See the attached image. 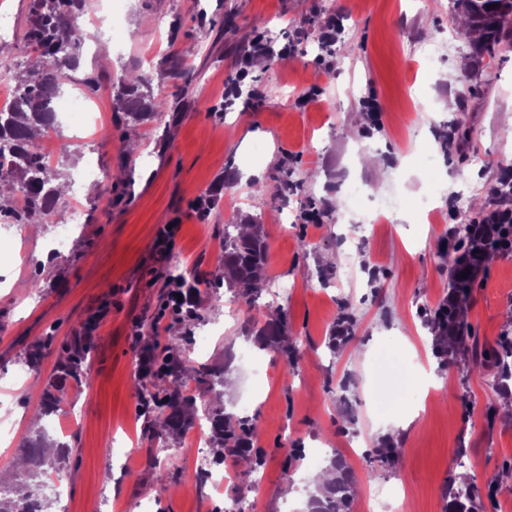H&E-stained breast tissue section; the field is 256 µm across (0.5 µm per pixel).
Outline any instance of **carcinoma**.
Segmentation results:
<instances>
[{
  "label": "carcinoma",
  "mask_w": 512,
  "mask_h": 512,
  "mask_svg": "<svg viewBox=\"0 0 512 512\" xmlns=\"http://www.w3.org/2000/svg\"><path fill=\"white\" fill-rule=\"evenodd\" d=\"M465 5L467 24L479 32L478 46L489 51L500 45L512 46V0H460ZM83 0H31L23 39L37 53L38 61L27 74L17 78L15 97L9 107L0 109V185L19 188L24 195V204L8 210V218L14 224H26L35 215H46L54 207L60 193L56 185L58 173L43 160L38 134L49 128L53 121L52 102L63 89V78L67 72L78 67L79 36L68 27L69 20L81 14ZM53 67L45 66V61ZM121 119L132 124L143 121L157 112L171 109L166 97H156L146 89L139 76L121 87L119 92ZM497 206L492 208L485 200L472 202V219L469 224L454 228L457 249L463 253L475 252L480 259L493 257L498 250L476 240L473 225L487 223L492 215H512V180L494 190ZM268 244L259 224H226L224 240L218 257L224 283L234 297L252 303L258 296L259 284L267 280ZM448 287L455 306L451 321L454 332L448 326L433 321L432 327L439 331L435 341L446 348L447 360H452L457 351L468 346L473 339L471 324L465 319L460 301L467 299L470 283L461 280L457 263L448 266ZM353 318L348 314L338 317L334 334L329 337L328 347L336 352L339 342L347 339ZM84 324L72 337L67 356L56 365V371L76 383L86 378L90 343ZM245 331L261 345H270L284 357L289 368H295L298 348L295 341L282 345L288 327L284 317L260 322L252 317ZM179 347L178 337L164 348L167 370L160 373L146 370L138 374V396L145 408L159 397L161 407L168 409L165 427L185 435L195 421L196 400L182 393L181 384L174 379L176 365L171 350ZM479 360L495 371L497 383L512 379V339L503 340L498 347L473 353ZM194 377L208 386V390L224 393V373L201 369ZM209 440L216 441L223 449V456L236 458L249 456L253 466L241 473L239 481L250 482L251 474L257 472L264 449L255 440V426L247 418H239L225 410H210ZM332 468L339 472L336 481L310 496L309 512H350L354 493V480L350 469L337 458L331 459ZM448 498L446 512H484L481 489L467 480H451L446 488Z\"/></svg>",
  "instance_id": "obj_1"
}]
</instances>
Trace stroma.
Instances as JSON below:
<instances>
[{
    "label": "stroma",
    "mask_w": 512,
    "mask_h": 512,
    "mask_svg": "<svg viewBox=\"0 0 512 512\" xmlns=\"http://www.w3.org/2000/svg\"><path fill=\"white\" fill-rule=\"evenodd\" d=\"M30 0H0L12 17L0 31V98L9 99L16 75L34 52L23 40ZM335 16L340 34L332 64L319 59L320 18ZM81 19L97 40L118 42L121 54H82L63 86L83 91L92 73L99 91L88 94L102 128L93 142L63 125L58 158L71 192L43 216L41 237L8 224L0 215V387L16 386V370L32 349L41 353L28 385L16 386L0 406V424L16 429L0 454L22 459L24 439L46 428L42 390L56 383L61 409L74 410L66 442L69 452L53 473L66 492V512H107L120 498L127 512H140L145 486L156 483L154 459L171 451L172 483L159 494V512H212L209 486L193 479L194 462L178 439L150 430L137 432L134 474L124 478L106 465L124 447L128 421L139 418L137 374L142 351L165 347L180 326L165 318L160 332L151 322L172 285L170 265L186 277L214 279L224 227L251 214L268 243L267 275L293 285L286 299L261 293L241 304L240 319L224 320L234 296L227 288L199 292L194 307L204 325L218 326L209 348L194 353L182 346L186 369H226L236 381L227 410L248 403L257 415V438L265 451L255 488L260 512H305L308 472L322 469L319 448L346 457L361 448L354 467L351 512H363L374 483L409 487L412 512H444L449 479L465 454L468 475L483 484L487 475L512 462V422L500 415L493 370L442 366L426 324L425 309L448 298L450 227L468 223L469 204L487 198L512 176V51L489 53L455 33L449 0H122L110 18L103 0H86ZM257 39L287 57L260 58L243 65L245 49ZM443 44L433 69H424L412 44ZM153 75V94L177 97L174 109L138 125L137 151L116 120L118 86L135 73ZM468 75L467 87L449 83L448 73ZM240 93L228 98L227 84ZM322 90L320 103L300 107L309 88ZM376 97L382 125L369 126L363 101ZM435 109L422 113L423 100ZM468 118L451 152H444L448 123ZM433 153L439 165L430 178L410 164L411 151ZM376 154L385 170L369 167ZM101 180H83L87 160ZM291 170L298 189L283 185ZM273 186L269 203L252 207L248 174ZM358 182L375 196L422 200L432 196L436 223H417L412 211L392 209L378 228L362 232V211L336 221V195ZM80 197L81 222L62 254L48 244L54 227L68 223L72 197ZM207 197V213L195 207ZM314 203L318 224L302 221ZM180 230L169 249L157 242L161 225ZM39 287H31V280ZM354 319L350 338L337 353L324 339L339 311ZM284 313L290 335L298 337L299 358L288 369L284 358L255 345L244 331L250 317ZM466 315L479 348L496 346L512 333V254L497 256L476 278ZM94 321L91 360L85 383L59 379L55 371L74 332ZM251 350L248 359L242 350ZM399 429L395 464L379 478L368 475L384 431ZM300 456L287 460V449ZM295 484L287 486L284 467Z\"/></svg>",
    "instance_id": "1"
}]
</instances>
